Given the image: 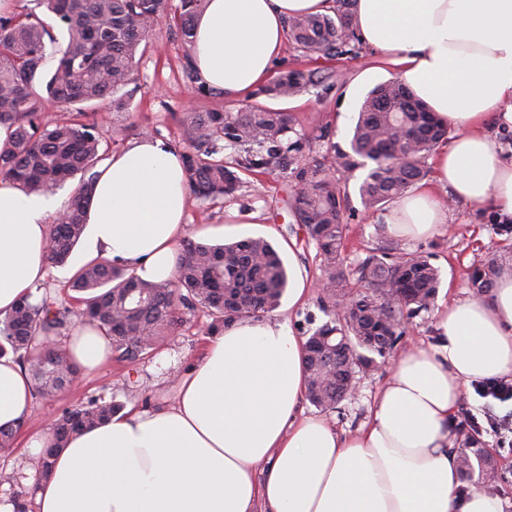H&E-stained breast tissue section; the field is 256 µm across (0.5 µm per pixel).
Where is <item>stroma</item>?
I'll list each match as a JSON object with an SVG mask.
<instances>
[{
  "instance_id": "stroma-1",
  "label": "stroma",
  "mask_w": 512,
  "mask_h": 512,
  "mask_svg": "<svg viewBox=\"0 0 512 512\" xmlns=\"http://www.w3.org/2000/svg\"><path fill=\"white\" fill-rule=\"evenodd\" d=\"M152 47L139 64L137 90L126 111H114L110 104L95 110V118L108 143L109 152L127 148L140 135L158 139L175 149H182L177 118L183 112L230 111L231 104L222 94L199 95L195 83L182 70L187 52L180 40L163 29L151 33ZM318 69L324 73L322 83L308 87L294 98L274 101V108L291 113L296 133L308 137L304 152L318 157L325 154L328 142L345 147L349 144L358 109L375 85L399 78L398 67L385 55L362 43L354 51L336 59L318 62L303 57L293 45H286L277 71ZM328 130L329 141L319 138ZM365 175L356 170L346 184L349 210L348 230L343 253L347 273H354L369 254L386 248L402 252L431 255L441 273L437 299L452 303L473 298L470 285L472 271L488 259L497 258L499 267H512V236L499 234L488 212L473 208L451 196H443L448 207V222L438 234L419 241L390 236L385 230V211L365 210L360 202L358 186ZM243 186L235 196L211 204L191 200L186 235L193 238L199 226L220 224L225 240L242 237H264L281 253L291 276L305 277L306 296L294 300L285 293L276 314L288 321L299 336L306 337L328 322L332 314L325 311L322 298L326 275L320 267L316 248L288 211V200L294 179L290 172L279 170L255 177L243 175ZM181 320L176 331L151 357L128 366L108 361L95 372L82 375L78 383L49 398H36L32 413L16 434L11 448L0 451V474L9 473L10 481H0V494L31 498L30 487L21 480L24 471L32 469L34 458L26 448L27 438L47 431L51 423L70 407L102 398L137 409L153 411L174 402L177 385L198 363L207 343L209 317L199 309L179 308ZM390 362L377 369L358 373L356 388L336 409L321 412L304 403L308 415H326L337 432L358 429L369 417L379 388L385 383ZM512 416V403L489 401L466 388L453 417L456 434H463L468 418L485 422L487 416Z\"/></svg>"
}]
</instances>
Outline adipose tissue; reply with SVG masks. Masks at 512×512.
Listing matches in <instances>:
<instances>
[{"label":"adipose tissue","instance_id":"adipose-tissue-1","mask_svg":"<svg viewBox=\"0 0 512 512\" xmlns=\"http://www.w3.org/2000/svg\"><path fill=\"white\" fill-rule=\"evenodd\" d=\"M328 0H209L197 18L193 66L233 99L264 85L287 23ZM359 33L405 84L457 131L437 149L435 179L474 206L512 218V163L482 127L512 124V0H356ZM176 149L145 136L100 170L80 243L82 261L106 258L148 279H172L189 207ZM63 207L0 182V312L44 280L49 221ZM448 222L430 189L409 191L387 214L389 235L420 239ZM437 340L402 353L370 421L337 434L299 417L304 340L276 318L242 320L209 338L175 403L129 409L75 435L41 482L35 512H504L465 487L453 416L466 385L512 380V270L482 297L437 309ZM85 371L109 356L106 337L79 325L69 339ZM32 384L0 356V427L29 417Z\"/></svg>","mask_w":512,"mask_h":512}]
</instances>
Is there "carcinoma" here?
<instances>
[{"label": "carcinoma", "instance_id": "cac0c4a2", "mask_svg": "<svg viewBox=\"0 0 512 512\" xmlns=\"http://www.w3.org/2000/svg\"><path fill=\"white\" fill-rule=\"evenodd\" d=\"M334 12L288 21V38L303 56L335 59L358 41L355 0H334ZM66 33L55 70L42 75L45 23L31 12L0 8V125L10 130L0 149V182L27 195H47L73 180L65 209L50 225V263L63 266L87 228L88 207L106 159L104 137L90 109L102 102L122 110L136 82L138 54L146 51L154 27L167 29L185 46L207 0H39ZM318 80L315 70H292L255 92L272 99L294 97ZM75 107L70 118L48 124V104ZM181 153L190 193L217 203L241 187V174H264L293 167L290 209L315 244L326 274L324 299L337 305L347 298L344 315L317 328L306 340L307 399L332 410L355 386L359 372L376 368L406 330L407 321L427 311L440 287L430 258L389 249L371 254L349 284L342 256L346 232L341 180L363 168L358 187L365 209L397 200L422 180L427 158L448 141V125L406 85L389 81L373 88L361 104L349 149L332 146L320 160L303 161L306 138L293 131L292 118L255 102L236 112H183L178 118ZM498 267L489 259L475 270L471 287L482 295L492 288ZM289 288L284 260L262 237L232 243L187 239L173 281H144L103 259L81 266L69 280L71 299L81 304L77 318L98 327L112 358L129 365L152 354L177 324L178 305L200 308L213 317L208 331L241 318L260 319L276 310ZM67 299L50 292L22 298L0 317V354L12 353L29 374L34 392L51 395L79 378L66 347L53 338L70 323ZM119 406L102 399L66 410L52 427L53 442L36 461L47 476L52 459L71 436L108 420ZM462 475L496 476V461L476 437L457 449Z\"/></svg>", "mask_w": 512, "mask_h": 512}]
</instances>
